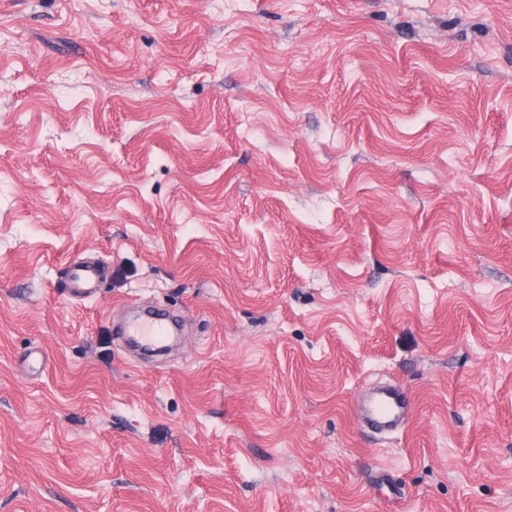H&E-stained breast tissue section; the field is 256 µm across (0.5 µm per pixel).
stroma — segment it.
Masks as SVG:
<instances>
[{"label": "stroma", "instance_id": "35a3bbf8", "mask_svg": "<svg viewBox=\"0 0 512 512\" xmlns=\"http://www.w3.org/2000/svg\"><path fill=\"white\" fill-rule=\"evenodd\" d=\"M0 512H512V0H0ZM104 277L103 266L73 264L67 269L66 285L72 295L89 297L97 292L98 285ZM409 401L406 396L396 388H389L379 392L373 400L371 407L372 419L383 428L403 423L408 415Z\"/></svg>", "mask_w": 512, "mask_h": 512}]
</instances>
